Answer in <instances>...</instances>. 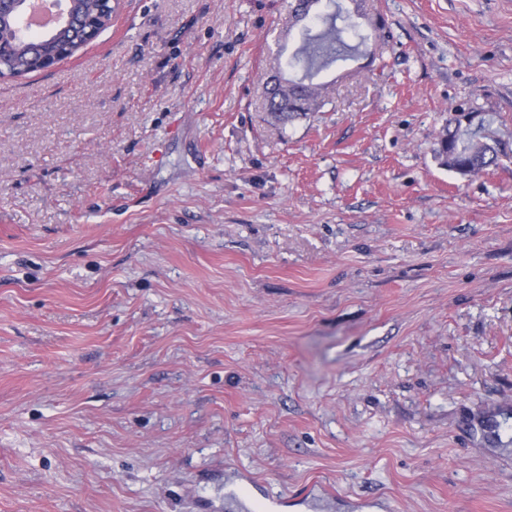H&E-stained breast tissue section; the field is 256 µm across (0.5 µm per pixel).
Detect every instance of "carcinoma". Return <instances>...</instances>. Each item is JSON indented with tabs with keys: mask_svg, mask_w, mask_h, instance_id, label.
<instances>
[{
	"mask_svg": "<svg viewBox=\"0 0 512 512\" xmlns=\"http://www.w3.org/2000/svg\"><path fill=\"white\" fill-rule=\"evenodd\" d=\"M71 7L78 24L59 34L45 32L21 40L14 25H0V41L15 44L12 57L4 65V73H36L41 69L43 55L59 46L68 45L78 50L94 38L87 33L88 29L103 31L112 23L113 9L108 0H72ZM358 18L363 19L365 15L358 11L353 16L340 11L316 13L311 25L303 27L292 63L303 69L305 75L293 80L280 73L274 80L266 82L265 109L271 124L283 127L320 110L325 87L311 82L318 72L339 60L362 53V46L372 48L369 57H376V50L391 37V30L380 17L371 23L372 34H356L357 43L351 45L345 41L344 33L358 27ZM339 20L343 25H337ZM463 112L465 109H458L438 131L434 158L448 170L472 177L497 164L499 147L482 134V123H463Z\"/></svg>",
	"mask_w": 512,
	"mask_h": 512,
	"instance_id": "obj_1",
	"label": "carcinoma"
}]
</instances>
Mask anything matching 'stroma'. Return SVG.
Here are the masks:
<instances>
[{
	"label": "stroma",
	"instance_id": "stroma-1",
	"mask_svg": "<svg viewBox=\"0 0 512 512\" xmlns=\"http://www.w3.org/2000/svg\"><path fill=\"white\" fill-rule=\"evenodd\" d=\"M372 6L283 129L288 0H120L0 82V512H512V0ZM463 112L472 111L460 108L448 118L437 133L433 151L440 166L457 175L472 177L496 165L500 151L497 143L482 134V121L472 129L471 121L468 125L463 123Z\"/></svg>",
	"mask_w": 512,
	"mask_h": 512
}]
</instances>
